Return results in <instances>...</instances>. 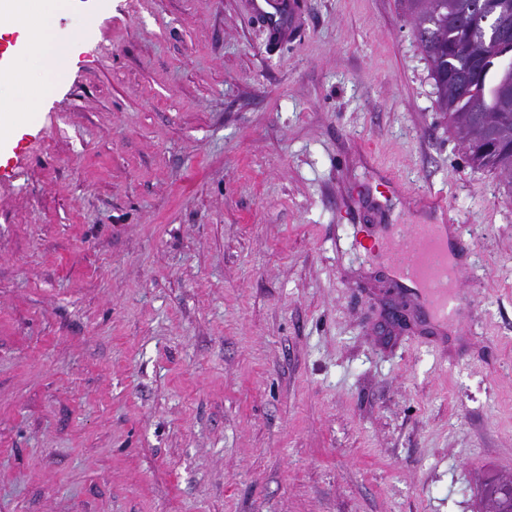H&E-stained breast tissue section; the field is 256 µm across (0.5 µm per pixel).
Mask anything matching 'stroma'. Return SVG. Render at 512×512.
<instances>
[{
  "label": "stroma",
  "instance_id": "obj_1",
  "mask_svg": "<svg viewBox=\"0 0 512 512\" xmlns=\"http://www.w3.org/2000/svg\"><path fill=\"white\" fill-rule=\"evenodd\" d=\"M72 0L0 146V512H480L512 478V192L399 0ZM442 193L468 329L355 245Z\"/></svg>",
  "mask_w": 512,
  "mask_h": 512
}]
</instances>
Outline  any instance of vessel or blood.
<instances>
[{
    "mask_svg": "<svg viewBox=\"0 0 512 512\" xmlns=\"http://www.w3.org/2000/svg\"><path fill=\"white\" fill-rule=\"evenodd\" d=\"M410 201L439 213L442 223L406 226L386 220L372 226L366 245L386 255V276L427 313L435 327L443 329L471 303L460 284L471 245L459 232L444 196L421 193Z\"/></svg>",
    "mask_w": 512,
    "mask_h": 512,
    "instance_id": "b4317fda",
    "label": "vessel or blood"
}]
</instances>
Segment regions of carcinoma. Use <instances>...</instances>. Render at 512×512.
Returning a JSON list of instances; mask_svg holds the SVG:
<instances>
[{
    "mask_svg": "<svg viewBox=\"0 0 512 512\" xmlns=\"http://www.w3.org/2000/svg\"><path fill=\"white\" fill-rule=\"evenodd\" d=\"M431 63L441 111L469 163L512 189V0H402ZM494 512H512V481L486 486Z\"/></svg>",
    "mask_w": 512,
    "mask_h": 512,
    "instance_id": "obj_1",
    "label": "carcinoma"
}]
</instances>
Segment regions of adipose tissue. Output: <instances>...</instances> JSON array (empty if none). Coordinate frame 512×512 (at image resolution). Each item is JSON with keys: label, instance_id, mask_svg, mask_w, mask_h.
<instances>
[{"label": "adipose tissue", "instance_id": "1", "mask_svg": "<svg viewBox=\"0 0 512 512\" xmlns=\"http://www.w3.org/2000/svg\"><path fill=\"white\" fill-rule=\"evenodd\" d=\"M70 0H45L40 12V33L31 36L25 26L30 13V0H0V34H16L18 44L24 45L27 55L40 68L60 69L67 65L71 49L54 42L53 29L57 15L68 8ZM24 91L25 110L36 113L40 110L42 97L50 91L48 84L33 87L23 68H8L0 74V112L15 109L13 98L7 97V89Z\"/></svg>", "mask_w": 512, "mask_h": 512}]
</instances>
